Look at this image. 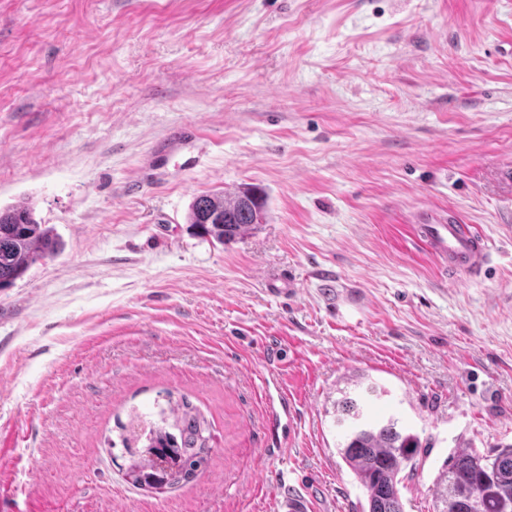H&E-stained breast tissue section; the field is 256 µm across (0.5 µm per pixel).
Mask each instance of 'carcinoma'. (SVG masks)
<instances>
[{
    "instance_id": "obj_1",
    "label": "carcinoma",
    "mask_w": 512,
    "mask_h": 512,
    "mask_svg": "<svg viewBox=\"0 0 512 512\" xmlns=\"http://www.w3.org/2000/svg\"><path fill=\"white\" fill-rule=\"evenodd\" d=\"M265 198L261 190L246 187L226 196L199 195L188 213V223L222 242L262 223ZM61 250L54 229L34 218L30 204L0 208V288L22 277L31 265ZM365 399L346 396L338 402L336 424L346 427L338 451L366 493L367 512H404L400 474L414 469L422 444L418 436L394 417L371 420L364 415ZM160 422L142 426L139 416L118 424L127 432L123 448L132 457L148 450L166 467L148 471L168 486L196 476L210 452V422L189 401L168 400ZM437 512H512V444L489 454L461 446L445 460L434 484Z\"/></svg>"
}]
</instances>
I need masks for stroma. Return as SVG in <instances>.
<instances>
[{
    "instance_id": "obj_1",
    "label": "stroma",
    "mask_w": 512,
    "mask_h": 512,
    "mask_svg": "<svg viewBox=\"0 0 512 512\" xmlns=\"http://www.w3.org/2000/svg\"><path fill=\"white\" fill-rule=\"evenodd\" d=\"M185 129L176 144L169 135ZM512 0H0V207L63 248L0 288V512H365L335 403L423 447L512 443ZM256 186L217 242L200 194ZM452 214L491 258L429 253ZM187 396L194 481L125 477L116 421ZM265 214V198L256 187L226 196L224 192H209L193 201L188 213V224L201 227L204 234L224 242L247 232L253 224H260ZM418 233L444 267L471 273L482 268L488 260L484 240L466 224L428 215L420 220Z\"/></svg>"
}]
</instances>
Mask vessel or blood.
Listing matches in <instances>:
<instances>
[{"instance_id": "b4317fda", "label": "vessel or blood", "mask_w": 512, "mask_h": 512, "mask_svg": "<svg viewBox=\"0 0 512 512\" xmlns=\"http://www.w3.org/2000/svg\"><path fill=\"white\" fill-rule=\"evenodd\" d=\"M418 232L431 254L446 267L470 273L488 260L483 239L466 225L430 215L420 221Z\"/></svg>"}]
</instances>
